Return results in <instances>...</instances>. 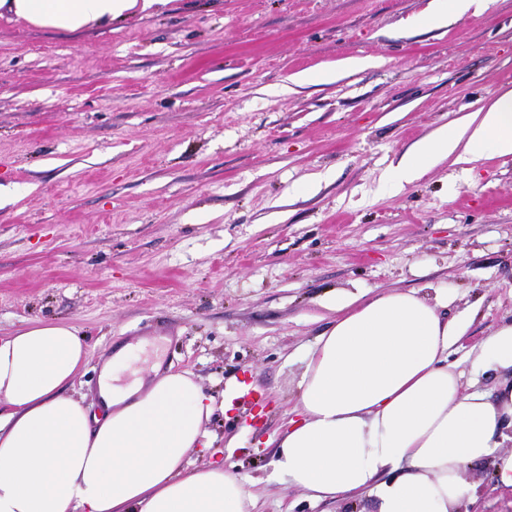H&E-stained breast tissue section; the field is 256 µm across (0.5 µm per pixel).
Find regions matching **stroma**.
Segmentation results:
<instances>
[{"instance_id": "stroma-1", "label": "stroma", "mask_w": 512, "mask_h": 512, "mask_svg": "<svg viewBox=\"0 0 512 512\" xmlns=\"http://www.w3.org/2000/svg\"><path fill=\"white\" fill-rule=\"evenodd\" d=\"M430 0H169L112 29L55 35L0 19V336L39 320L89 347L73 393L129 344V372H190L215 400L216 459L255 512H374L311 498L273 468L305 357L351 292L448 294L465 323L448 361L512 321V155L390 168L512 89V0L414 29ZM352 57L370 67L348 68ZM333 72L297 86L295 74ZM470 512H512L484 466Z\"/></svg>"}]
</instances>
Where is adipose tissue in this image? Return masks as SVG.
I'll use <instances>...</instances> for the list:
<instances>
[{"instance_id":"adipose-tissue-1","label":"adipose tissue","mask_w":512,"mask_h":512,"mask_svg":"<svg viewBox=\"0 0 512 512\" xmlns=\"http://www.w3.org/2000/svg\"><path fill=\"white\" fill-rule=\"evenodd\" d=\"M169 0H0V18L51 32L108 28L130 11ZM486 0H431L416 25L480 14ZM474 162L512 155V90L419 141L391 170L399 187L444 156ZM441 300L416 291L335 299L336 317L309 353L298 416L275 445L274 472L319 501L362 494L375 512H467L476 486L467 469L487 465L512 488V323L484 339L473 364L500 374L491 393L465 391L448 362L460 328ZM103 359V410L93 415L69 388L89 349L76 327L39 321L0 336V512H253L233 466H191L214 411L187 372L146 387L120 386Z\"/></svg>"}]
</instances>
